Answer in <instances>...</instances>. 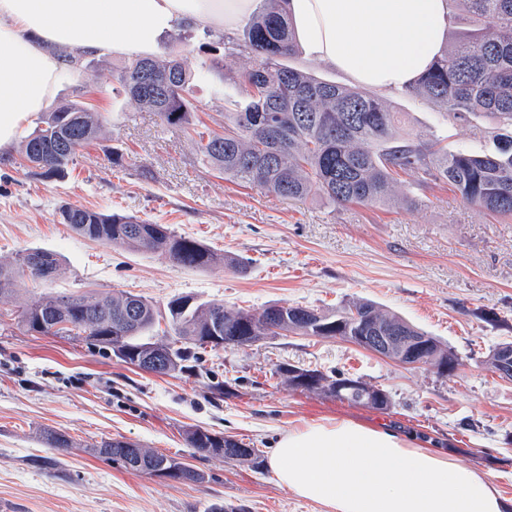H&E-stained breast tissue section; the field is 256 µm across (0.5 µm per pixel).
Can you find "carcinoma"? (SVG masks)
Wrapping results in <instances>:
<instances>
[{"mask_svg": "<svg viewBox=\"0 0 512 512\" xmlns=\"http://www.w3.org/2000/svg\"><path fill=\"white\" fill-rule=\"evenodd\" d=\"M287 0H261L258 10L244 25L243 40L224 42V56L242 52L263 59L257 69L238 75L235 97L227 98L232 111L224 113V132L200 138L208 163L224 176L253 184L277 196L303 199L324 196L334 203L375 205L392 202V188L408 178V186L421 190L431 183H445L467 202L500 216L512 217V134L500 139L491 153L448 152L440 141L412 139L399 133L398 113L365 89L323 81L281 63L296 54L292 26L284 4ZM450 24L467 16L472 28L459 40L450 41L431 67L403 91L442 109L449 117L466 121L490 114L512 130V0H446ZM150 70L174 81L144 91L135 76ZM190 80L176 59L143 57L132 61L118 75V82L131 100L158 113L168 124L187 118L191 102ZM98 115L80 103H70L52 112L27 138L24 155L34 162L49 161L45 174H64L78 150L99 131ZM62 222L77 234L102 243L134 250L160 252L177 266L208 267L217 256L205 245L175 235L163 224L134 216L68 205L60 210ZM59 271L56 256L42 249L22 251L9 263L0 262V296L14 291L24 278L52 281ZM357 310L369 317L366 326L386 332L424 336L426 332L404 319L360 302L334 313H322L330 323L348 322ZM317 310L300 306L270 305L260 312L226 309L219 303L195 304L177 298L168 305L173 335H151L160 314L146 299L132 294L106 297L58 295L32 301L22 311L20 322L30 332L70 335L77 330L86 340L105 349L112 337L124 336L129 347L146 356L163 352L170 356L168 375L185 370L191 350H218L205 337L216 331L224 345L240 346L238 336L259 340L273 333L267 322L284 332L305 336L335 337L334 329L322 330L307 317ZM288 321H282L283 315ZM428 336V335H426ZM439 352L448 347L428 336ZM190 442L202 454L248 461L259 450L241 453L237 441L202 430L190 433ZM127 442L104 441L98 451L127 467L119 449ZM140 464L135 472L150 474L157 454L137 449Z\"/></svg>", "mask_w": 512, "mask_h": 512, "instance_id": "1", "label": "carcinoma"}]
</instances>
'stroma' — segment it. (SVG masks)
<instances>
[{
	"mask_svg": "<svg viewBox=\"0 0 512 512\" xmlns=\"http://www.w3.org/2000/svg\"><path fill=\"white\" fill-rule=\"evenodd\" d=\"M155 56L197 75L188 122L170 126L139 106L117 81L130 56L75 55V81L49 107L77 101L98 112V137L64 175L47 179L23 164L20 146L0 154V258L28 248L58 255L49 283L25 280L0 301V505L9 512H325L278 485L267 461L278 437L302 420L336 415L384 422L416 435L458 462L489 471L512 500V380L485 358L512 342V219L464 201L447 185L417 191L416 205H348L321 196L289 200L225 178L204 159L199 131L224 130L229 72L258 57H225L224 47L184 21L163 35ZM405 133L435 135L451 151L495 147V123L446 118L401 90L381 91ZM74 205L146 219L199 240L222 258L176 267L157 252L92 241L62 224ZM128 291L165 310L174 298L261 310L278 303L336 310L355 301L398 315L454 350L442 377L381 358L338 337H262L248 346L201 353L189 373L154 375L83 340L27 333L19 313L35 298ZM290 364L350 374L387 392L385 408L354 406L288 386L274 374ZM200 429L260 451L258 463L200 455ZM71 448L49 447L47 433ZM122 440L179 458L198 483L126 470L99 454Z\"/></svg>",
	"mask_w": 512,
	"mask_h": 512,
	"instance_id": "obj_1",
	"label": "stroma"
}]
</instances>
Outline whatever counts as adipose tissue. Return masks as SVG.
I'll return each instance as SVG.
<instances>
[{
  "label": "adipose tissue",
  "mask_w": 512,
  "mask_h": 512,
  "mask_svg": "<svg viewBox=\"0 0 512 512\" xmlns=\"http://www.w3.org/2000/svg\"><path fill=\"white\" fill-rule=\"evenodd\" d=\"M255 0H0V153L68 77L52 47L100 55L150 51L182 20L232 31ZM300 49L385 90L404 87L440 55L445 0H288ZM278 484L326 512H512L490 473L460 464L383 423L301 422L278 439Z\"/></svg>",
  "instance_id": "adipose-tissue-1"
}]
</instances>
